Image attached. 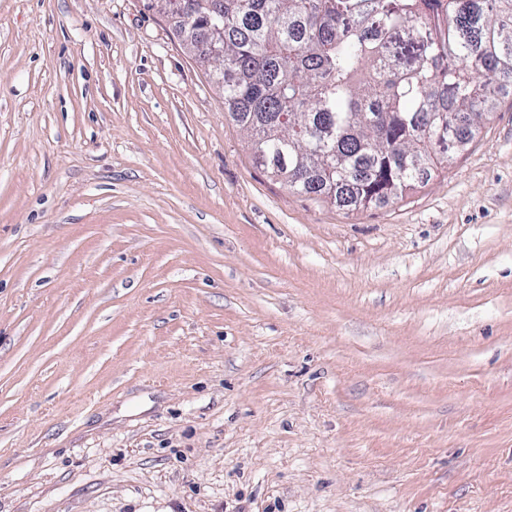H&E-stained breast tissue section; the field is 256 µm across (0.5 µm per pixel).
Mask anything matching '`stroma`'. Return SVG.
<instances>
[{
    "instance_id": "1",
    "label": "stroma",
    "mask_w": 512,
    "mask_h": 512,
    "mask_svg": "<svg viewBox=\"0 0 512 512\" xmlns=\"http://www.w3.org/2000/svg\"><path fill=\"white\" fill-rule=\"evenodd\" d=\"M144 3L0 0V512H512V89L351 211Z\"/></svg>"
}]
</instances>
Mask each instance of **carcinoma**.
I'll return each instance as SVG.
<instances>
[{
	"instance_id": "1",
	"label": "carcinoma",
	"mask_w": 512,
	"mask_h": 512,
	"mask_svg": "<svg viewBox=\"0 0 512 512\" xmlns=\"http://www.w3.org/2000/svg\"><path fill=\"white\" fill-rule=\"evenodd\" d=\"M248 133L252 161L289 190L359 210L397 199L444 160L436 123L469 135L512 85V0H167Z\"/></svg>"
}]
</instances>
